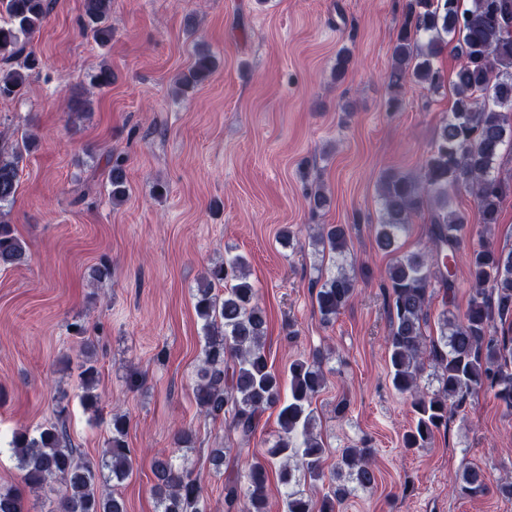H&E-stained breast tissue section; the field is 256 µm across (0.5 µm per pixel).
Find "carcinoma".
<instances>
[{
  "label": "carcinoma",
  "mask_w": 512,
  "mask_h": 512,
  "mask_svg": "<svg viewBox=\"0 0 512 512\" xmlns=\"http://www.w3.org/2000/svg\"><path fill=\"white\" fill-rule=\"evenodd\" d=\"M51 0H0L8 20L0 24V98L23 92L36 58L25 53V40L46 20ZM112 0H83L81 22L99 42L112 38L107 24ZM447 40L456 42L461 64L452 80L454 102L439 126L434 145L418 174L388 170L378 180L380 220L375 236L378 249L395 257L387 270L389 376L394 390L411 398L414 422L403 434V447L425 448L436 433L448 427V412L460 408L480 388H489L506 408H512V249L480 244L466 255L472 282L463 316L455 315L454 268L466 236L464 218L453 207L452 191L467 188L474 196L480 223H499L501 206L512 194V182L495 171L506 148H512V0H409L391 56L388 85L393 94L388 108H399L403 86L414 81L433 92L444 76L433 59ZM213 73L210 55L197 54L193 66L179 78L184 87L206 81ZM22 151L0 152V206L13 201L19 187ZM112 203L128 195L124 161L110 169ZM429 208L428 241L416 252H398V239L415 215ZM348 232L343 224L322 228L317 244L331 255L337 271L316 291L314 305L325 323L338 317L357 295L358 280L344 265ZM28 260L25 243L0 221V269ZM223 294L216 293V287ZM443 292L437 316V335L424 334L429 303L435 290ZM195 312L202 322L204 345L195 373L193 394L205 416L224 423V429L247 445L255 435L258 416L277 411L280 433L267 450L280 462L285 512H339L351 488L331 480L328 491L313 500L290 489L300 469L311 481L325 477L326 448L313 432L312 402L324 386L321 353L294 359L283 378L269 365L265 349L267 316L257 289L240 255L227 254L208 268L195 293ZM433 368L438 388L429 393L419 382ZM99 371L93 354L86 355L81 372L84 400L95 405L93 393ZM67 406L56 421L32 434L14 432L10 446L21 471L22 487L0 488V512H25L23 490L38 491L60 484L64 493L53 512H127L115 487L133 474L134 456L126 441L127 415L112 413L111 437L101 463L84 459L72 446L66 427ZM374 449L363 442L341 450L337 469L355 488L369 490L377 483L372 464ZM152 488L157 512H206L201 479L159 450L153 458ZM245 492L238 479L224 483V512H267V463L249 464ZM460 491L477 497L488 491L482 470L467 466Z\"/></svg>",
  "instance_id": "cac0c4a2"
}]
</instances>
